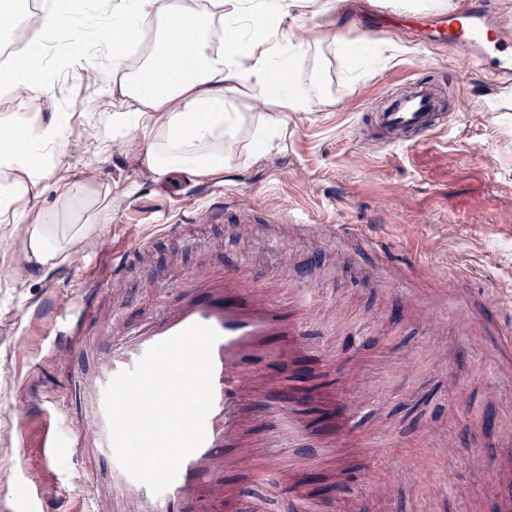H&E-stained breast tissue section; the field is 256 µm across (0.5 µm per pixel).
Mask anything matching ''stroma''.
<instances>
[{
    "mask_svg": "<svg viewBox=\"0 0 512 512\" xmlns=\"http://www.w3.org/2000/svg\"><path fill=\"white\" fill-rule=\"evenodd\" d=\"M347 20L340 10L303 18L315 38L341 30L357 49L383 45V56L364 58L365 77L350 83L336 55L324 53L318 78L338 105L301 114L269 154L256 160L242 152L238 165L217 180L174 185L114 161L111 146L98 137L101 117L114 109L112 91L107 83L83 80L86 69L104 66V59L89 54L57 72L58 110L84 134V148L71 154V162H94L102 181L129 185L130 193L80 262L22 280L0 259V512H89L86 489L109 483V462L92 456L73 475L65 461L43 459V439L61 427L46 407L48 398L67 393L78 369L95 366L113 317L131 322L173 301L186 267L245 261L269 279L335 297L333 319L312 323L311 337L338 367L359 357L367 386L391 391L387 402L357 407V431L376 438L372 456L342 448L317 468L327 484L335 483L337 467L366 469L373 481L390 486V496L377 497L354 482L348 496L323 497L322 512H344L347 497L356 512H493L480 471L484 461L499 457L502 445L487 422L512 429V354L492 337L473 346L455 328L433 331L414 304L435 296L449 313L458 302L476 304L483 294L512 287V106L500 99L512 91V81L477 69L458 76L453 47L406 32L352 34ZM412 79L445 85L452 121L417 144L360 146L374 97ZM487 152L496 158L490 169L483 164ZM227 187L249 207L310 210L338 224L361 225L383 248L340 241L325 246L283 224L278 231L293 252L284 266L263 224L244 234L234 224H191L180 239L160 235L159 224L200 210L210 193ZM116 248L127 252V273L119 292H101L86 324L94 352L76 363L57 359L53 341L61 309L78 304L85 277ZM416 259L446 269V278L416 277ZM463 269L469 279L459 278ZM367 270L386 276L385 287H367ZM434 347L442 360L431 358ZM409 350L419 363L406 375L391 361ZM411 454L424 457L425 469L416 484L405 485L399 468ZM22 474L46 483L42 500L25 499Z\"/></svg>",
    "mask_w": 512,
    "mask_h": 512,
    "instance_id": "35a3bbf8",
    "label": "stroma"
}]
</instances>
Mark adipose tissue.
<instances>
[{"mask_svg": "<svg viewBox=\"0 0 512 512\" xmlns=\"http://www.w3.org/2000/svg\"><path fill=\"white\" fill-rule=\"evenodd\" d=\"M318 5L335 7L333 0H92L77 8L51 0L28 69L0 70L18 106L10 119L18 138L0 146V246L14 274L80 258L127 195L102 184L96 166L69 163L83 134L69 116L43 111L57 94L50 43L64 41L72 58L91 49L111 57L122 75L112 93L124 107L107 118L103 135L127 163L159 178L210 180L232 166L243 131L259 158L298 114L336 105L317 81L298 82L314 68L311 34L298 17ZM148 25L156 46L141 71H127L119 48ZM245 87L254 94L242 112L236 100Z\"/></svg>", "mask_w": 512, "mask_h": 512, "instance_id": "1", "label": "adipose tissue"}]
</instances>
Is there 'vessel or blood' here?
Returning <instances> with one entry per match:
<instances>
[{
    "label": "vessel or blood",
    "instance_id": "b4317fda",
    "mask_svg": "<svg viewBox=\"0 0 512 512\" xmlns=\"http://www.w3.org/2000/svg\"><path fill=\"white\" fill-rule=\"evenodd\" d=\"M432 22L436 39L458 50L459 64L485 63L497 74L512 75V31L497 19L492 0H466L462 11L433 15ZM384 98V109L374 115L369 144L391 148L417 143L448 123L433 84L417 80L409 90L386 91ZM235 206L231 193H224L206 205L197 219L224 223ZM123 264V253L113 252L111 263L85 282L79 305L68 311L56 335L57 355L78 350L86 316L95 310L100 292L120 278ZM182 281L186 292L177 301L135 322L113 323L89 393L80 399L79 418H65L64 437L46 441L43 454L56 461L57 446L62 443L74 453L112 458L106 387L117 374L134 368L151 346L193 324L212 327L219 334L212 351L214 397L205 421V440L183 460L172 484L157 495L113 462L111 492L93 494V512H224L229 492L222 472L240 462H247L253 473L273 479L277 473L272 462L282 452L288 472L299 481L341 444L354 440L365 454H372L374 438L353 437V401L362 393L358 370L344 371L335 389L311 394L294 389L284 396L263 385L264 368L292 371L300 360L318 356L320 348L308 337L306 327L330 314L333 305L328 298L308 289L282 287L261 272L245 273L236 267H190ZM500 300L497 294L484 297L481 318L468 303L458 305L449 318L428 305L422 306L421 314L434 329H444L450 322L471 342L483 343L493 334L511 348L512 334L496 320ZM315 402L336 403L340 409L333 434L313 440L302 412ZM258 422L265 425L260 453L252 450L253 426Z\"/></svg>",
    "mask_w": 512,
    "mask_h": 512
}]
</instances>
